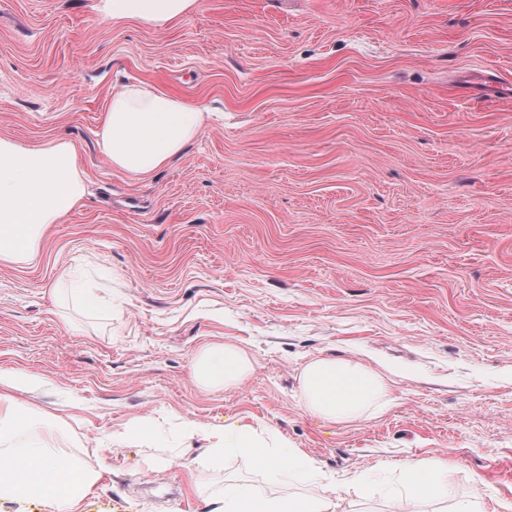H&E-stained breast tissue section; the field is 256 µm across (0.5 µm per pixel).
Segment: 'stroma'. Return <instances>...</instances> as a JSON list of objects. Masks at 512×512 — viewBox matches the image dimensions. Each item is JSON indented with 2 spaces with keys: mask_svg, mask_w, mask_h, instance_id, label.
Listing matches in <instances>:
<instances>
[{
  "mask_svg": "<svg viewBox=\"0 0 512 512\" xmlns=\"http://www.w3.org/2000/svg\"><path fill=\"white\" fill-rule=\"evenodd\" d=\"M512 0H203L163 29L92 0H0V137L66 140L87 181L32 262L0 264V369L42 375L55 444L99 470L81 512H213L249 458L147 469L172 415L260 420L328 477L336 512H435L396 496L405 457L460 458L452 496L512 504ZM147 82L223 113L132 180L97 133L113 90ZM111 302L57 306L62 267ZM233 342L254 371L203 391L190 362ZM317 355L402 368L373 418L330 424L295 398ZM147 421L148 441L125 436Z\"/></svg>",
  "mask_w": 512,
  "mask_h": 512,
  "instance_id": "obj_1",
  "label": "stroma"
}]
</instances>
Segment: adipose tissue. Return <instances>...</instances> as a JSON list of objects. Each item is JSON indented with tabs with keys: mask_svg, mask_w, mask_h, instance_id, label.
<instances>
[{
	"mask_svg": "<svg viewBox=\"0 0 512 512\" xmlns=\"http://www.w3.org/2000/svg\"><path fill=\"white\" fill-rule=\"evenodd\" d=\"M200 0H94L96 12L112 21H136L164 28L198 11ZM208 118L203 106L153 84L134 83L113 92L98 149L112 170L132 179L150 176L179 157L199 135ZM85 179L75 146L54 140L27 145L0 137V262L31 260L50 225L78 209ZM254 370L240 346L215 340L191 360V374L205 391L241 385ZM397 372L368 365L355 357L316 356L298 374L302 409L323 421L346 424L371 418L391 401ZM44 378L26 370H0V503L34 499L50 512H76L97 486L101 474L66 455L47 437L61 417L27 401ZM183 436L203 442L198 466L220 464L244 455L268 482L291 475L309 482L311 492L288 498L254 485L229 484L216 494V512H335L336 487L322 483L311 460L265 425L224 428L186 422ZM462 460L444 457L396 461L403 476L402 494L411 500L448 499V475Z\"/></svg>",
	"mask_w": 512,
	"mask_h": 512,
	"instance_id": "1",
	"label": "adipose tissue"
}]
</instances>
